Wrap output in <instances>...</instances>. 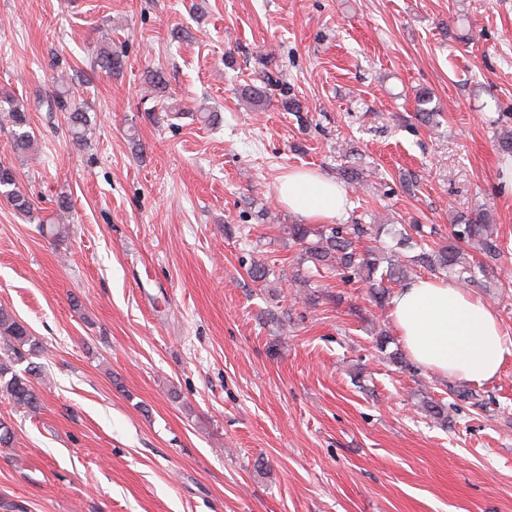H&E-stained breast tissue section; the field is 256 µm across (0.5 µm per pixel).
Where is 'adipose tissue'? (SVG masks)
Instances as JSON below:
<instances>
[{
  "label": "adipose tissue",
  "instance_id": "adipose-tissue-1",
  "mask_svg": "<svg viewBox=\"0 0 512 512\" xmlns=\"http://www.w3.org/2000/svg\"><path fill=\"white\" fill-rule=\"evenodd\" d=\"M277 198L312 224L336 221L347 205L341 185L309 170L284 175ZM390 316L411 359L440 376L488 382L512 356L496 312L452 280L423 277L409 282L392 298Z\"/></svg>",
  "mask_w": 512,
  "mask_h": 512
}]
</instances>
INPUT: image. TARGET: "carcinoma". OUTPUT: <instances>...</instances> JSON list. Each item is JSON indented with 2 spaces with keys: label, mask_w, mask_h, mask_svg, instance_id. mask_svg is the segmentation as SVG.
<instances>
[{
  "label": "carcinoma",
  "mask_w": 512,
  "mask_h": 512,
  "mask_svg": "<svg viewBox=\"0 0 512 512\" xmlns=\"http://www.w3.org/2000/svg\"><path fill=\"white\" fill-rule=\"evenodd\" d=\"M94 65L110 75L122 68V61L106 44L100 47ZM431 102L430 93L423 91L418 94L417 116L425 123L430 122L434 116V109L429 107ZM43 103L49 112L67 113L72 140L77 144L85 141L87 113L70 106L68 90L63 87L55 89ZM9 120L17 148L29 149L27 110L18 106L9 108ZM0 197L5 198L18 212H30L31 204L18 190L14 170L3 164L0 165ZM286 231L293 242L302 246V260L311 263L309 272L319 275L327 270H350L368 283L369 294L379 306L384 305L388 298L386 283L406 278L409 264L471 283L477 279L478 274H486V267L467 260L459 244L476 242L488 256L492 257L497 253L493 226L487 223L484 214L480 212L471 215L464 223L455 225L454 237L457 243L437 250H423L411 257L407 265L399 260L396 253L378 247L359 248V239L365 234L364 227L360 224H323L318 227L309 224H289ZM383 263L386 267L382 269L380 265ZM0 338L7 341L9 350L20 357L24 355L25 347L31 354L37 349V342L32 339L28 329L3 309H0ZM33 374V367L28 369L27 374L20 375L13 371L7 362L0 361V396L11 400L19 407L30 411L37 410L41 400L31 385L30 376Z\"/></svg>",
  "instance_id": "carcinoma-1"
}]
</instances>
